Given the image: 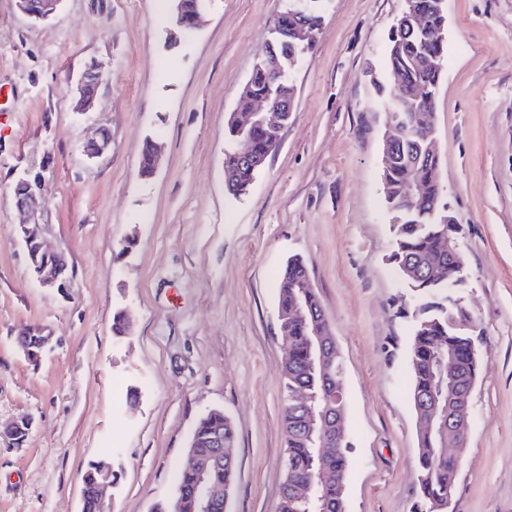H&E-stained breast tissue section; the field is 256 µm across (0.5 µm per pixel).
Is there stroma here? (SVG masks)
I'll list each match as a JSON object with an SVG mask.
<instances>
[{
	"instance_id": "35a3bbf8",
	"label": "stroma",
	"mask_w": 512,
	"mask_h": 512,
	"mask_svg": "<svg viewBox=\"0 0 512 512\" xmlns=\"http://www.w3.org/2000/svg\"><path fill=\"white\" fill-rule=\"evenodd\" d=\"M288 0H204L178 34L171 0H62L48 19L0 0V512H82V477L119 475L110 512H152L176 492L209 410L235 429L229 512H277L285 456L278 280L306 262L345 364L353 443L347 512H410L416 427L407 286L390 265L381 157L388 114L367 76L393 85L387 34L403 0H323L291 78L282 142L240 196L224 184L225 121ZM445 75L431 114L467 308L484 331L468 448L448 512H512V0H446ZM104 77L75 108L91 62ZM106 155L83 145L97 125ZM163 147L148 178L146 140ZM40 176L45 239L69 261L58 295L33 277L16 234L19 177ZM132 250H124L127 237ZM124 310L133 328L112 334ZM52 330L38 363L27 326ZM27 329L28 328H25L19 334V336L17 337V344L24 354H26V355L29 354L28 359L30 361L37 362L36 360H34L33 357L36 356V354L34 352L39 351V346H40V342H41L40 330H41V335H42L41 347L43 348L44 352H47L48 350L52 349L53 336H52V333L45 328L40 329V327L30 326L29 331L26 333ZM25 333H26V335H25ZM23 335L28 336L26 340H25V336H23ZM24 340H25V344H24ZM26 347L28 348V350H30L32 352L28 353V350Z\"/></svg>"
}]
</instances>
